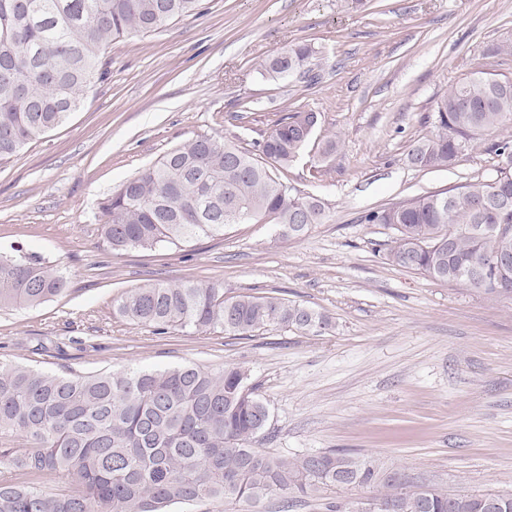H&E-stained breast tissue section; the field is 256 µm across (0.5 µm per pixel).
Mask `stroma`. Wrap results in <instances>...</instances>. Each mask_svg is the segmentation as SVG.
I'll list each match as a JSON object with an SVG mask.
<instances>
[{
	"label": "stroma",
	"instance_id": "1",
	"mask_svg": "<svg viewBox=\"0 0 512 512\" xmlns=\"http://www.w3.org/2000/svg\"><path fill=\"white\" fill-rule=\"evenodd\" d=\"M297 43L315 49L309 76L261 75ZM104 58L81 109L0 164V251L22 247L70 280L64 296L0 309V361L60 375L237 366L271 411L263 449H346L449 490L512 494V300L389 264L395 230L364 220L495 177L492 146L512 141V120L443 170L414 168L407 153L450 85L476 70L512 78V0H204L201 14ZM296 111L318 123L288 182L324 204L323 223L299 238L233 224L181 247L112 252L102 203L123 182L200 134L257 152ZM183 278L228 298L275 295L332 327L158 335L113 315L122 293ZM371 494H279L260 510L326 512Z\"/></svg>",
	"mask_w": 512,
	"mask_h": 512
}]
</instances>
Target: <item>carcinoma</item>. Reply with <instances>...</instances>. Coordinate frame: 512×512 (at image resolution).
Wrapping results in <instances>:
<instances>
[{
  "label": "carcinoma",
  "instance_id": "obj_1",
  "mask_svg": "<svg viewBox=\"0 0 512 512\" xmlns=\"http://www.w3.org/2000/svg\"><path fill=\"white\" fill-rule=\"evenodd\" d=\"M203 0H0V162L62 126L83 92L106 75V48L201 12ZM307 43L261 64L272 77L310 72ZM512 117V79L476 72L436 107L435 131L408 151L419 169H443L482 131ZM312 112L277 122L255 156L219 135H198L107 198L103 235L112 251L151 250L269 222L300 237L325 218L320 200L288 185L284 170L310 140ZM508 205L482 199V182L368 213L398 233L387 260L433 280L512 299V269L482 279L498 256L512 262V142L494 145ZM68 291L55 265L20 248L0 252V309L37 307ZM113 313L168 330L221 329L247 338L267 327L319 334L329 318L277 296L224 298L214 282L158 281L120 295ZM271 418L239 367L196 366L64 376L0 362V512H169L203 501L258 506L275 493L307 498L325 488L369 487L378 512H512V494L408 485L374 456L344 450L283 457L257 449ZM64 472L70 486L44 479Z\"/></svg>",
  "mask_w": 512,
  "mask_h": 512
}]
</instances>
